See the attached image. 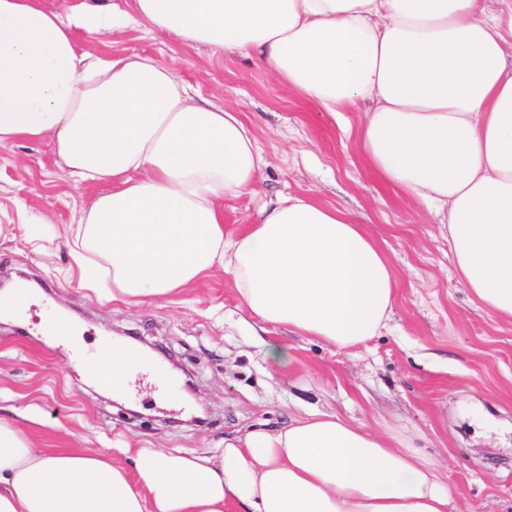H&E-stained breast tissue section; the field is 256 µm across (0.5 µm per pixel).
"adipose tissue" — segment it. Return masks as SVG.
<instances>
[{
	"instance_id": "adipose-tissue-1",
	"label": "adipose tissue",
	"mask_w": 512,
	"mask_h": 512,
	"mask_svg": "<svg viewBox=\"0 0 512 512\" xmlns=\"http://www.w3.org/2000/svg\"><path fill=\"white\" fill-rule=\"evenodd\" d=\"M135 0L189 48L255 57L323 111L370 102L365 157L382 182L442 213L460 283L512 320V0ZM127 16L0 0V147L52 146L69 175L106 185L77 257L112 299L178 295L216 268L261 322L339 349L384 328L397 286L364 225L280 196L224 233V199L252 192L262 157L231 106L196 104L150 57L87 52ZM48 451L0 422V512H448L435 466L395 433L311 414L225 442L219 460L130 448Z\"/></svg>"
}]
</instances>
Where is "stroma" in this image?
Listing matches in <instances>:
<instances>
[{
  "instance_id": "obj_1",
  "label": "stroma",
  "mask_w": 512,
  "mask_h": 512,
  "mask_svg": "<svg viewBox=\"0 0 512 512\" xmlns=\"http://www.w3.org/2000/svg\"><path fill=\"white\" fill-rule=\"evenodd\" d=\"M75 36L93 54L150 56L192 94L243 112L263 166L256 195L225 198V233L257 223L277 196L314 197L367 226L392 263L396 296L385 329L350 349L249 321L221 270L163 301L109 300L88 288L73 258L100 187L74 182L46 143L0 147V279L31 278L51 301L23 321L0 318V419L35 448H159L216 460L226 440L251 429L335 414L409 439L448 484L449 512H512V323L459 282L441 214L370 168L368 103L323 112L254 58L184 48L141 19L106 48L84 30ZM50 311L71 317L89 349L117 330L170 350L209 410L206 424H191L149 383L123 396L93 385L41 332Z\"/></svg>"
}]
</instances>
